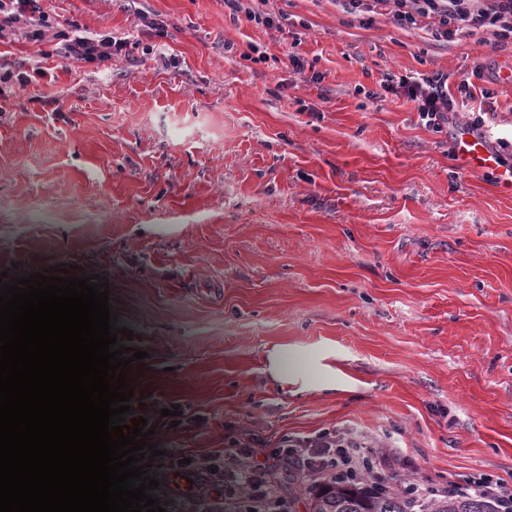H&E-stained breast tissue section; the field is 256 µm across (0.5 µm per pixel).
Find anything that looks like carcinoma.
<instances>
[{
	"label": "carcinoma",
	"mask_w": 512,
	"mask_h": 512,
	"mask_svg": "<svg viewBox=\"0 0 512 512\" xmlns=\"http://www.w3.org/2000/svg\"><path fill=\"white\" fill-rule=\"evenodd\" d=\"M308 512H499L480 491L418 497L408 489H383L364 479L318 481L308 491Z\"/></svg>",
	"instance_id": "carcinoma-1"
}]
</instances>
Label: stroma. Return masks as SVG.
Segmentation results:
<instances>
[{
  "label": "stroma",
  "mask_w": 512,
  "mask_h": 512,
  "mask_svg": "<svg viewBox=\"0 0 512 512\" xmlns=\"http://www.w3.org/2000/svg\"><path fill=\"white\" fill-rule=\"evenodd\" d=\"M57 31L127 39L63 67L0 39V272L109 282L132 330L152 469L234 441L350 428L385 485L512 477V194L455 152L470 117L424 127L385 73L482 64L485 145L512 131V39L443 40L336 0H43ZM304 62L296 71L288 59ZM295 347L324 394L274 381ZM179 406L178 420L163 411ZM303 361L300 355L288 345L275 346L268 352L267 368L276 380L288 384L300 373Z\"/></svg>",
  "instance_id": "stroma-1"
}]
</instances>
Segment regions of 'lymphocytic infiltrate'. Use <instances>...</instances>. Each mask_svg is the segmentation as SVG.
<instances>
[{"label":"lymphocytic infiltrate","instance_id":"obj_1","mask_svg":"<svg viewBox=\"0 0 512 512\" xmlns=\"http://www.w3.org/2000/svg\"><path fill=\"white\" fill-rule=\"evenodd\" d=\"M370 10L389 16L399 26H424L445 37L457 32L487 28L495 35L512 37V0H372ZM57 54L61 60L107 63L121 55L127 47L124 39L109 35L97 38L61 35ZM471 78L460 80L457 88H449L447 74L439 71L414 76L385 74L380 87L385 93L403 95L411 101L425 127L442 130L450 114L466 109L472 100ZM370 440L357 432H323L312 436L285 439L272 449L273 459L288 458L300 464L305 474L355 477L367 474L380 478L376 460L366 450ZM234 463L224 461L223 451H215L207 459L210 473L209 493L195 500L197 512H223L222 486L245 490L254 512H279L267 481V467L257 460L251 441L239 442L233 452Z\"/></svg>","mask_w":512,"mask_h":512}]
</instances>
